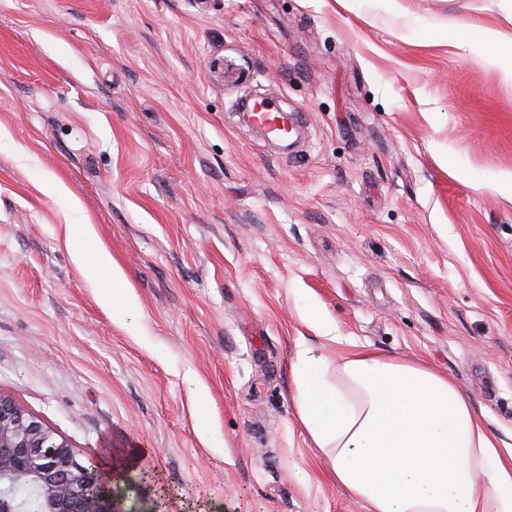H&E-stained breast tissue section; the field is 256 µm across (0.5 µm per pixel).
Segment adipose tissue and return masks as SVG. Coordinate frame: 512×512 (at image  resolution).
Here are the masks:
<instances>
[{
  "label": "adipose tissue",
  "instance_id": "obj_1",
  "mask_svg": "<svg viewBox=\"0 0 512 512\" xmlns=\"http://www.w3.org/2000/svg\"><path fill=\"white\" fill-rule=\"evenodd\" d=\"M71 234L86 244L79 265L111 273L103 301L143 335L126 276L94 226ZM293 398L318 458L367 512H512V448L446 375L371 350L333 363L300 339Z\"/></svg>",
  "mask_w": 512,
  "mask_h": 512
}]
</instances>
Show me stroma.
Masks as SVG:
<instances>
[{
    "label": "stroma",
    "instance_id": "stroma-1",
    "mask_svg": "<svg viewBox=\"0 0 512 512\" xmlns=\"http://www.w3.org/2000/svg\"><path fill=\"white\" fill-rule=\"evenodd\" d=\"M484 27L512 64V0H0V396L79 462L129 460L125 512H365L300 421L301 336L425 362L512 447V83ZM251 94L298 115L294 151ZM70 227L71 236L89 245V249L75 253V261L88 269L92 277H96L102 270L111 272V283L108 288L104 289L103 302H112L113 309H120L125 313L127 328L133 335L144 336L143 324L136 315V301L127 289L125 273L112 261L109 252L97 243L94 226L91 224H72ZM297 314L306 326L315 330L320 335L318 337L325 341L336 342L337 336L333 334L335 332L334 326L322 317L313 305L307 303L299 305L297 307Z\"/></svg>",
    "mask_w": 512,
    "mask_h": 512
}]
</instances>
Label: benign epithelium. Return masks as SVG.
Instances as JSON below:
<instances>
[{"label": "benign epithelium", "instance_id": "1", "mask_svg": "<svg viewBox=\"0 0 512 512\" xmlns=\"http://www.w3.org/2000/svg\"><path fill=\"white\" fill-rule=\"evenodd\" d=\"M124 471L81 464L71 448L12 401L0 396V512H24L15 485L38 495L40 512H123Z\"/></svg>", "mask_w": 512, "mask_h": 512}]
</instances>
